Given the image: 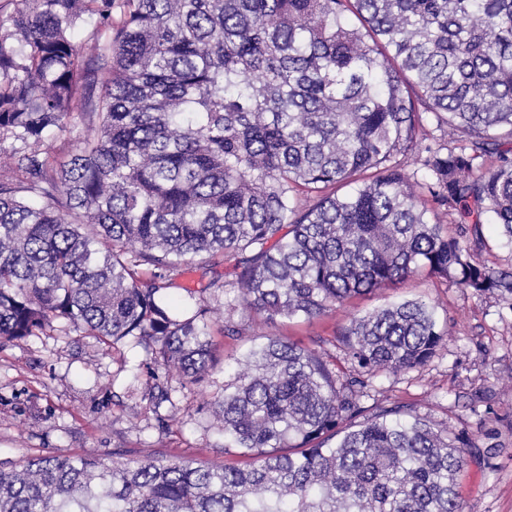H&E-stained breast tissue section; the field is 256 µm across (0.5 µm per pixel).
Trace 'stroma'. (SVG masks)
I'll use <instances>...</instances> for the list:
<instances>
[{"label": "stroma", "mask_w": 512, "mask_h": 512, "mask_svg": "<svg viewBox=\"0 0 512 512\" xmlns=\"http://www.w3.org/2000/svg\"><path fill=\"white\" fill-rule=\"evenodd\" d=\"M476 261L512 271V244L492 217L482 226ZM234 260L216 257L183 270L168 301L184 302V288L211 280L226 288L212 302L210 340L215 363L208 376L190 383L153 367L144 350L126 342L108 345L59 326L19 341L0 339V466L54 453L126 462L158 455L236 464L224 450L204 399L222 393L237 361L268 336H283L318 350L337 368L350 365L336 341L351 318L402 299L435 306L447 336L424 366L371 378L361 403L369 412L400 405L437 429L467 438L471 446L459 477L464 512H512V293L481 297L453 279L416 276L360 295L310 319H267L240 305L231 288ZM234 334H227V327ZM166 381L172 400L153 406L151 375Z\"/></svg>", "instance_id": "35a3bbf8"}]
</instances>
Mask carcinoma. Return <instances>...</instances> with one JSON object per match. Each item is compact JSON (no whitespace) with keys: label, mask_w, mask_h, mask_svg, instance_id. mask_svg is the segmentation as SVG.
<instances>
[{"label":"carcinoma","mask_w":512,"mask_h":512,"mask_svg":"<svg viewBox=\"0 0 512 512\" xmlns=\"http://www.w3.org/2000/svg\"><path fill=\"white\" fill-rule=\"evenodd\" d=\"M4 144L0 339L63 321L159 342L154 362L193 383L227 286L269 320L423 272L512 292L422 201L477 245L490 214L512 243V0H3ZM218 254L235 281L170 310L174 274ZM444 336L418 299L356 316L338 341L364 375L268 336L213 402L244 466L39 455L0 469V512H464L469 444L361 406L365 375L421 366Z\"/></svg>","instance_id":"obj_1"}]
</instances>
